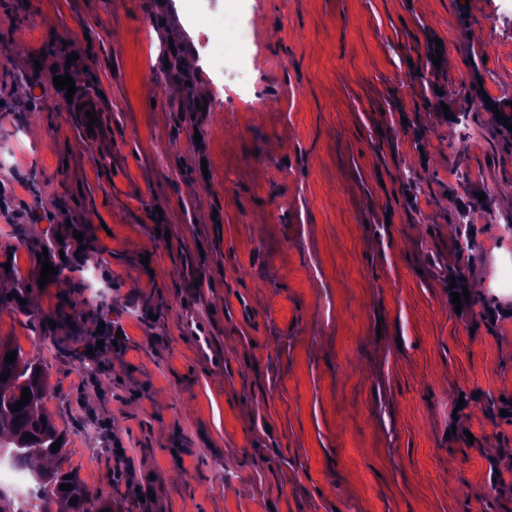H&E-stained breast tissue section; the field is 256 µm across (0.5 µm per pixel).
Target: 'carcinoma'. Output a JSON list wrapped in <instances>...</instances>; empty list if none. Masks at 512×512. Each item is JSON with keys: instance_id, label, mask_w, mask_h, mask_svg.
I'll return each instance as SVG.
<instances>
[{"instance_id": "obj_1", "label": "carcinoma", "mask_w": 512, "mask_h": 512, "mask_svg": "<svg viewBox=\"0 0 512 512\" xmlns=\"http://www.w3.org/2000/svg\"><path fill=\"white\" fill-rule=\"evenodd\" d=\"M11 351L12 347L0 345V373L10 371L8 378H0V449H10L13 460L26 468L36 454L57 460L64 455L66 437L45 409L47 391L43 364L26 357L18 349L15 362L8 365L5 355ZM25 387L30 390V401L18 411L10 410L20 400ZM27 434L34 439L25 440ZM56 441L60 442V447L53 451L51 447ZM34 477L36 490L32 500L17 509L0 505V512H112V501L101 498L90 501L77 477L66 478V473L59 467L44 468L34 473ZM62 484H71L73 488L62 490ZM73 497L78 498L75 504L70 503ZM35 500L38 501L36 505L33 504ZM54 505L57 506L55 511L52 510Z\"/></svg>"}]
</instances>
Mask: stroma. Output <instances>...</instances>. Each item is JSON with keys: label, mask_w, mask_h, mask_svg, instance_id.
<instances>
[{"label": "stroma", "mask_w": 512, "mask_h": 512, "mask_svg": "<svg viewBox=\"0 0 512 512\" xmlns=\"http://www.w3.org/2000/svg\"><path fill=\"white\" fill-rule=\"evenodd\" d=\"M201 6L223 36L192 0H0V342L48 372L63 470L121 512H512V0ZM71 52L92 129L46 78Z\"/></svg>", "instance_id": "obj_1"}]
</instances>
